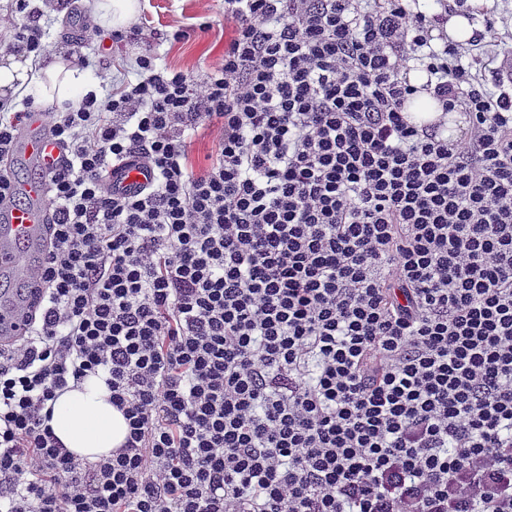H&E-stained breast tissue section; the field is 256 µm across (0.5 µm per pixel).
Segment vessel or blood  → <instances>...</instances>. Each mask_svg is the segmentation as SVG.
<instances>
[{"label": "vessel or blood", "instance_id": "1", "mask_svg": "<svg viewBox=\"0 0 512 512\" xmlns=\"http://www.w3.org/2000/svg\"><path fill=\"white\" fill-rule=\"evenodd\" d=\"M65 158V149L50 136L42 114L30 113L15 135L12 159L34 175L18 185L21 203L0 210V343L23 338L29 330L27 313L40 294L31 272L43 262L53 221L45 175ZM106 179L110 186L131 190L146 182L137 163L109 168Z\"/></svg>", "mask_w": 512, "mask_h": 512}]
</instances>
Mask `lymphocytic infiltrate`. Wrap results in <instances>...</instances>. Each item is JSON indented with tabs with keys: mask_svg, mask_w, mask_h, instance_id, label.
I'll list each match as a JSON object with an SVG mask.
<instances>
[{
	"mask_svg": "<svg viewBox=\"0 0 512 512\" xmlns=\"http://www.w3.org/2000/svg\"><path fill=\"white\" fill-rule=\"evenodd\" d=\"M63 5L13 0L0 50L49 56ZM467 10L224 0L203 77L144 39L135 81L0 98V206L27 113L67 152L42 302L0 347V512H512V39L449 41ZM130 159L127 194L104 171ZM90 375L129 425L91 465L44 411ZM141 164H124L110 167L106 173L107 183L120 189H135L146 183Z\"/></svg>",
	"mask_w": 512,
	"mask_h": 512,
	"instance_id": "f902f5d3",
	"label": "lymphocytic infiltrate"
}]
</instances>
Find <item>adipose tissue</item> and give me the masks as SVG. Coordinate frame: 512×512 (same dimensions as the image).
<instances>
[{"instance_id": "obj_1", "label": "adipose tissue", "mask_w": 512, "mask_h": 512, "mask_svg": "<svg viewBox=\"0 0 512 512\" xmlns=\"http://www.w3.org/2000/svg\"><path fill=\"white\" fill-rule=\"evenodd\" d=\"M17 82L35 86L41 100L60 104L74 100L77 91L94 88L86 73L67 67L62 61H53L34 74L26 63L10 54L5 65H0V87L7 89ZM109 397L104 380L92 375L60 393L51 403L54 435L79 460L98 461L126 439L127 421Z\"/></svg>"}]
</instances>
